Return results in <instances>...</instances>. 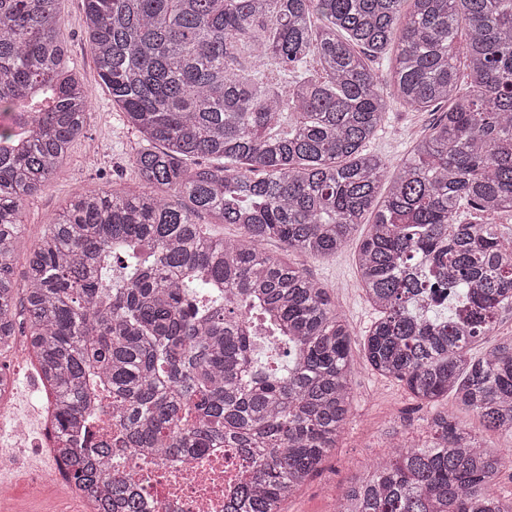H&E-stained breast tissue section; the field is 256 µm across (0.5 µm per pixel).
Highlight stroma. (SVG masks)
Wrapping results in <instances>:
<instances>
[{
    "instance_id": "obj_1",
    "label": "stroma",
    "mask_w": 512,
    "mask_h": 512,
    "mask_svg": "<svg viewBox=\"0 0 512 512\" xmlns=\"http://www.w3.org/2000/svg\"><path fill=\"white\" fill-rule=\"evenodd\" d=\"M59 11L61 35L70 46L65 64L82 83L91 101L92 112L83 136L71 145L66 161L50 184L32 197L25 208L14 261V278L18 281L23 278L30 249L77 187L99 182L111 190L132 191L138 186L131 158L142 140L128 126L121 109L113 105L87 52L82 0H60ZM438 117L435 111L419 112L394 105L384 126L368 143L367 150L385 159L390 167H397ZM366 232V227H359L357 235L343 250L327 257L287 252L275 240L265 245L270 255L304 268L328 287L337 309L355 336L352 354L356 357L362 354V336L377 316L359 286L355 262ZM14 374L16 402L29 420L30 435L25 439H13L8 430L0 426V441L11 440L25 465L51 471L53 458L32 448L30 441L31 435L38 432V417L46 403L45 394L37 389L31 367L17 366ZM352 384L355 399L343 442L327 454L318 474L286 498L285 512H334L336 500L345 490L349 478L365 473L374 456L381 452L389 433L423 435V420L429 410L418 406L400 383L360 366L353 373Z\"/></svg>"
}]
</instances>
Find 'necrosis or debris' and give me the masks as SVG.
<instances>
[{"label": "necrosis or debris", "instance_id": "necrosis-or-debris-1", "mask_svg": "<svg viewBox=\"0 0 512 512\" xmlns=\"http://www.w3.org/2000/svg\"><path fill=\"white\" fill-rule=\"evenodd\" d=\"M249 467L247 454L238 448H211L173 459L117 446L106 475L134 481L154 512H224L225 498ZM26 482L33 502L54 503L64 497L77 504L79 512H96L95 496L72 484L64 463H57L49 474L29 471Z\"/></svg>", "mask_w": 512, "mask_h": 512}]
</instances>
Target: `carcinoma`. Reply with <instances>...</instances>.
Instances as JSON below:
<instances>
[{
  "label": "carcinoma",
  "mask_w": 512,
  "mask_h": 512,
  "mask_svg": "<svg viewBox=\"0 0 512 512\" xmlns=\"http://www.w3.org/2000/svg\"><path fill=\"white\" fill-rule=\"evenodd\" d=\"M57 3L0 0V115L23 125L0 124V352L25 320L71 479L99 478L93 433L77 432L97 380L129 447L243 448L253 469L224 512H281L343 440L353 334L328 289L264 243L332 255L371 213L357 271L378 317L362 359L430 409L429 442L393 443L336 512H512L495 490L509 459L441 404L512 439V337L469 355L512 313V227L458 222L463 202L512 209V0H83L99 77L147 142L132 157L140 189L72 193L22 287L23 208L91 112L60 77ZM396 36L382 84L367 60ZM392 98L448 106L396 174L366 150ZM200 214L239 238L206 236ZM267 337L274 366L256 357ZM103 492L144 512L128 481Z\"/></svg>",
  "instance_id": "obj_1"
}]
</instances>
